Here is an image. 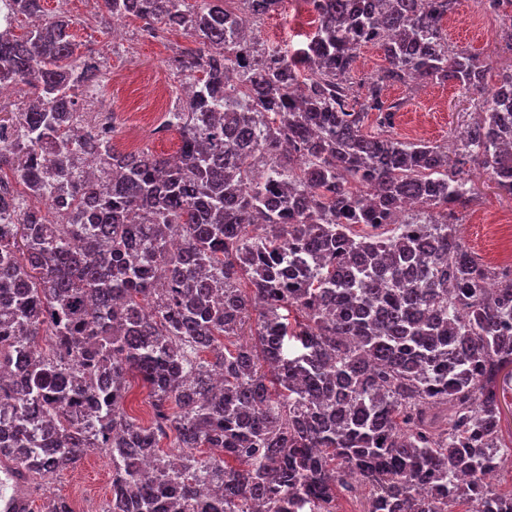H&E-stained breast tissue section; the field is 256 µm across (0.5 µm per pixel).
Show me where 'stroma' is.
I'll use <instances>...</instances> for the list:
<instances>
[{
    "label": "stroma",
    "mask_w": 512,
    "mask_h": 512,
    "mask_svg": "<svg viewBox=\"0 0 512 512\" xmlns=\"http://www.w3.org/2000/svg\"><path fill=\"white\" fill-rule=\"evenodd\" d=\"M50 10H64L73 20L72 33L80 51H94L105 60L112 74V95L125 120L137 119L143 112L160 111L157 99L149 94L158 80L168 79V60L178 48L191 47L190 37L176 29L163 30L155 40L143 38L135 24H128L123 44H113L111 31L101 24L100 6L86 0H47ZM313 12L307 0H282L277 11L266 15L256 26V39L262 44H279L289 49L303 46L311 30ZM449 49L467 50L491 61L486 75L488 85H495L497 74L507 63L502 55L503 26L491 12L459 0L443 21ZM385 97L401 100L392 130L403 141H424L446 145L456 130L464 128L472 113L479 111L480 96L463 93L451 84L429 83L419 93H411L407 85L395 83L384 91ZM475 199L458 232L474 255L491 262L493 269L512 267V240L501 230L512 221V198L501 193L485 175L471 176ZM46 494L67 498L76 512L93 507L105 508L112 495V470L109 460L94 451L76 464L46 480Z\"/></svg>",
    "instance_id": "35a3bbf8"
}]
</instances>
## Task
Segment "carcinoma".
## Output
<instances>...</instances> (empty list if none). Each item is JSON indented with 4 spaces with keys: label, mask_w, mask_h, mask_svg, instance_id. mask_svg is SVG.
Returning <instances> with one entry per match:
<instances>
[{
    "label": "carcinoma",
    "mask_w": 512,
    "mask_h": 512,
    "mask_svg": "<svg viewBox=\"0 0 512 512\" xmlns=\"http://www.w3.org/2000/svg\"><path fill=\"white\" fill-rule=\"evenodd\" d=\"M44 2L11 0L32 24L0 31V79L34 95L32 147L0 170L35 199L87 146L110 171L56 184L75 201L58 223L37 207L0 223V378L22 372L0 383V455L45 478L109 449L108 512H336L350 478L363 512H512L491 483L512 464V271L448 222L474 200L468 163L512 195V111L490 105L489 64L449 50L458 0H307L315 29L291 55L249 34L281 0H103L109 20L198 44L171 61L194 86L166 116L172 158L60 131L105 61L76 58L72 20ZM367 43L389 66L360 94ZM410 79L481 96L455 161L390 134L403 103L383 91ZM413 198L429 223H396ZM132 376L147 424L126 410Z\"/></svg>",
    "instance_id": "1"
}]
</instances>
